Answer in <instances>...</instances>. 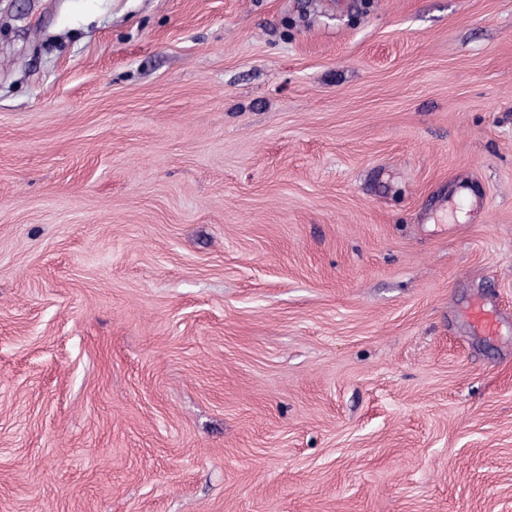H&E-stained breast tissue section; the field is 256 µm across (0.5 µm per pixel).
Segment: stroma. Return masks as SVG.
<instances>
[{"instance_id": "obj_1", "label": "stroma", "mask_w": 512, "mask_h": 512, "mask_svg": "<svg viewBox=\"0 0 512 512\" xmlns=\"http://www.w3.org/2000/svg\"><path fill=\"white\" fill-rule=\"evenodd\" d=\"M0 512H512V0H0ZM468 317L471 325L477 332L482 333L485 336L496 335V316L484 302L480 301L473 304L468 311Z\"/></svg>"}]
</instances>
